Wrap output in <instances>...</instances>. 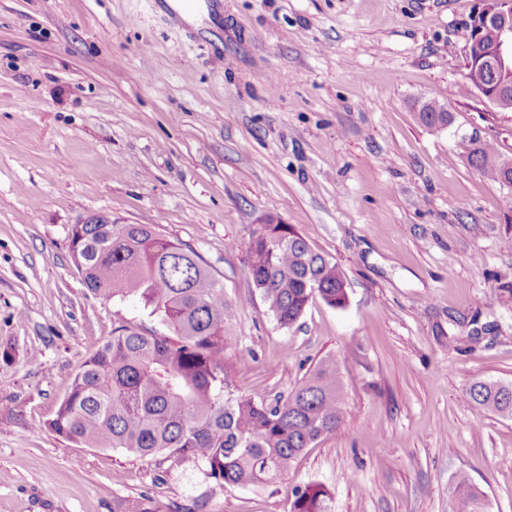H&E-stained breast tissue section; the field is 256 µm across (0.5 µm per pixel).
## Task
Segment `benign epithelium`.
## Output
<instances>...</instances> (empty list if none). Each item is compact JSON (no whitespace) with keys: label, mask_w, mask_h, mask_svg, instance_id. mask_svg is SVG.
<instances>
[{"label":"benign epithelium","mask_w":512,"mask_h":512,"mask_svg":"<svg viewBox=\"0 0 512 512\" xmlns=\"http://www.w3.org/2000/svg\"><path fill=\"white\" fill-rule=\"evenodd\" d=\"M475 18L466 47L467 69L487 72L490 80L479 93L495 107L512 111V0H484ZM487 29L495 32L489 45L482 40Z\"/></svg>","instance_id":"obj_1"}]
</instances>
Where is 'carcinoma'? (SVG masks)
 Instances as JSON below:
<instances>
[{"mask_svg": "<svg viewBox=\"0 0 512 512\" xmlns=\"http://www.w3.org/2000/svg\"><path fill=\"white\" fill-rule=\"evenodd\" d=\"M494 143L470 155L489 179L509 181ZM72 258L96 298L138 300L173 337L128 326L112 331L87 358L50 428L90 448L124 449L142 459L192 461L214 486L273 483L311 445L336 432L345 410L336 358L322 360L288 395L256 401L236 392L224 359L236 343L230 325L238 305L189 247L147 224H73ZM248 270L277 323L292 327L316 297L348 303L344 277L291 224L250 231ZM477 409L512 417V385L476 380L465 393ZM456 512H487L485 496L461 475ZM321 484L295 487L289 512H331ZM114 512H155L148 497L123 500Z\"/></svg>", "mask_w": 512, "mask_h": 512, "instance_id": "cac0c4a2", "label": "carcinoma"}]
</instances>
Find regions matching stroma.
I'll list each match as a JSON object with an SVG mask.
<instances>
[{
    "mask_svg": "<svg viewBox=\"0 0 512 512\" xmlns=\"http://www.w3.org/2000/svg\"><path fill=\"white\" fill-rule=\"evenodd\" d=\"M205 2L192 25L165 0H0V512H288L312 482L331 512H454L461 473L512 512V417L464 399L512 384V190L460 146L512 156V112L466 77L482 0ZM427 100L454 124H422ZM97 213L186 244L238 302L237 392L337 358L345 418L276 485L217 491L194 463L49 429L114 328L168 332L89 294L68 230ZM265 215L339 266L345 308L277 323L246 263Z\"/></svg>",
    "mask_w": 512,
    "mask_h": 512,
    "instance_id": "1",
    "label": "stroma"
}]
</instances>
